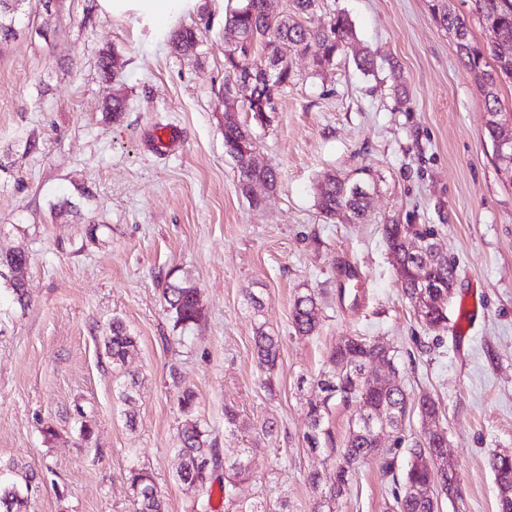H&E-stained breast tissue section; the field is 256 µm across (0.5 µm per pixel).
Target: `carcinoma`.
I'll return each instance as SVG.
<instances>
[{
    "mask_svg": "<svg viewBox=\"0 0 512 512\" xmlns=\"http://www.w3.org/2000/svg\"><path fill=\"white\" fill-rule=\"evenodd\" d=\"M22 0H0V45L15 39L17 5ZM292 12L286 20L271 18L265 10V0H237V5L225 17L224 46L242 44L236 54H224V68L229 75L250 65L256 53H273L288 50V53H305L311 45L318 46L314 65L316 71L329 68L337 54L354 38L353 24L347 14L337 13L325 24H303L299 19L313 14L317 0H291ZM429 8L438 26L446 33L456 32V53L461 65L473 79L484 97L486 113L485 129L489 140L500 136L499 122L505 117L499 91L501 84L512 80V54L504 56L490 44H481L474 38L471 22L483 28H492L503 42L512 44V0H470L469 12L459 13L448 7V0H429ZM168 41L179 54H188L199 42L197 29L178 27L169 34ZM294 81L291 66H283L274 85L255 82L245 90L246 101L252 123L224 124V148L231 156L244 159L256 148L250 138L252 125H264L267 104L274 101L281 89ZM241 176L274 189L277 175L272 168L250 170L240 167ZM372 184L364 179L339 178L331 173L321 176L316 186V201L324 218L334 220L341 215L363 220L367 216ZM425 239L436 236L433 226L408 224L404 230L393 226L386 229L389 249L397 253L404 268L400 278L403 296L408 302L419 294L429 301L425 310L429 320L442 326L448 322V283L455 278V268L441 255L429 258L421 253L411 256L402 245L401 233ZM29 257L23 250L0 255V270H16L18 275L7 279L17 303L26 297V283L21 275ZM427 274V284L419 286L417 279ZM166 311L174 326L185 333L195 329L202 318L194 284L187 278L166 281L162 288ZM291 323L296 335L309 337L319 324L315 292L299 293L293 302ZM254 354L259 370L260 386L268 394L275 392V377L280 357V336L259 322L253 336ZM136 347L133 336L124 322L112 319L110 335L105 337L106 354L112 364L122 366ZM396 364L395 350L390 346L375 344L360 336L342 338L328 353L324 368L310 378L302 375L297 388L318 384L328 393V399H338L346 406H359L352 414L349 435L345 444L336 445L331 422L330 405L316 401L309 403L307 430L303 434L306 448L311 453H324L335 461V482L321 483L319 474L309 475L314 491L313 512H336L337 501L345 496L349 481L359 462L373 458L379 460L382 474L393 475L392 488L395 512H441L440 496H445L453 510H460L462 490L453 466L441 462L445 458L443 442L432 438L423 443L420 438L396 432L393 447L379 448L375 445L368 423L387 422L390 427H399L406 416L415 413L421 421L440 418L439 404L428 395L414 397L400 383L382 385L370 380L374 369ZM196 394L191 389L182 390L177 398L184 414L182 428L176 443L178 457L177 478L187 488L209 493L213 487V472L224 468V478L219 480L224 501V512H291L286 498L276 500L258 497L241 500L236 496V487L244 482L259 481L251 463L253 449L242 448L235 455L221 456L216 443L210 440V431L193 415ZM255 430V425L245 420L239 411L230 405L224 406V437L239 438ZM407 456V464L400 477H394L399 454ZM488 465L499 489L498 512H512V453H491ZM17 476V481L0 485V512H28L29 501L38 488V473L14 461L2 464ZM127 480L132 494L134 512H163V501L157 490L153 475L146 468L133 467Z\"/></svg>",
    "mask_w": 512,
    "mask_h": 512,
    "instance_id": "carcinoma-1",
    "label": "carcinoma"
}]
</instances>
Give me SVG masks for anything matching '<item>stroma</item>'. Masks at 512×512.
<instances>
[{"mask_svg":"<svg viewBox=\"0 0 512 512\" xmlns=\"http://www.w3.org/2000/svg\"><path fill=\"white\" fill-rule=\"evenodd\" d=\"M235 4L188 0L164 24L62 0L50 39L26 30L0 46V155L13 160L0 174V253L30 258L25 304L0 283V461L38 471L29 512H132L134 466L153 473L164 512H215L219 496L175 478L183 386L217 448L257 446V469L272 475L238 485V498L284 495L311 512L308 473L329 481L334 467L304 446L317 394L297 379L354 335L394 347L403 384L439 403L460 512H498L488 458L512 451V184L494 166L482 94L427 0H318L314 19L347 13L375 68L344 53L318 75L311 56H290L296 80L255 130V161L276 170L277 186L252 207L224 149V17ZM181 25L201 31L188 55L166 39ZM106 49L116 54L109 76L97 66ZM115 95L127 99L117 119L105 110ZM362 168L374 182L367 221L326 220L318 178ZM394 223L433 225L455 263L448 327L429 329L404 298L384 233ZM168 276L201 292L202 321L185 337L163 307ZM307 289L320 325L301 338L290 314ZM252 293L264 302L257 319ZM469 295L472 329L457 336ZM116 317L137 338L120 369L103 346ZM258 320L281 338L271 396L256 379ZM129 372L141 380L132 425L118 399ZM228 403L276 431L225 439ZM391 489L365 461L337 510L390 512Z\"/></svg>","mask_w":512,"mask_h":512,"instance_id":"stroma-1","label":"stroma"}]
</instances>
